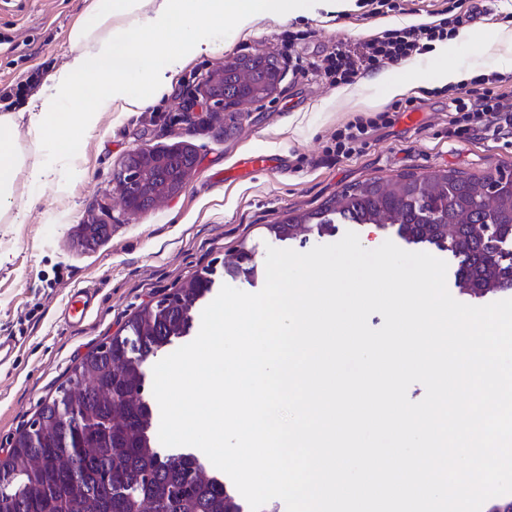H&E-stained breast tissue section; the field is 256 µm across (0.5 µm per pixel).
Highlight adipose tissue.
I'll use <instances>...</instances> for the list:
<instances>
[{
    "instance_id": "adipose-tissue-1",
    "label": "adipose tissue",
    "mask_w": 512,
    "mask_h": 512,
    "mask_svg": "<svg viewBox=\"0 0 512 512\" xmlns=\"http://www.w3.org/2000/svg\"><path fill=\"white\" fill-rule=\"evenodd\" d=\"M307 0H85L69 35L66 62L37 98L18 112L0 113V223L26 218L14 206L18 174L42 191L58 188L39 149L63 146L71 126L93 130L102 113L124 102L144 108L158 100L174 73L208 52L209 30L232 23L245 29L265 19L303 14ZM80 99L82 111H66Z\"/></svg>"
}]
</instances>
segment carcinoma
Segmentation results:
<instances>
[{"mask_svg": "<svg viewBox=\"0 0 512 512\" xmlns=\"http://www.w3.org/2000/svg\"><path fill=\"white\" fill-rule=\"evenodd\" d=\"M335 220L396 225L406 243L449 253L455 284L477 301L512 287L511 173L372 178L336 193L318 211L267 229L294 240L334 230ZM246 260L238 250L224 261V274L254 275L256 265L242 266ZM211 288L209 271L195 275L73 368L0 463L3 512H226L231 484L207 475L192 453L170 467L154 450L152 411L140 394L144 360L189 331L192 303ZM63 410L76 428L60 420Z\"/></svg>", "mask_w": 512, "mask_h": 512, "instance_id": "1", "label": "carcinoma"}]
</instances>
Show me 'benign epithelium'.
<instances>
[{
    "label": "benign epithelium",
    "instance_id": "1",
    "mask_svg": "<svg viewBox=\"0 0 512 512\" xmlns=\"http://www.w3.org/2000/svg\"><path fill=\"white\" fill-rule=\"evenodd\" d=\"M250 66L244 59L230 60L224 67L208 75L201 87V96L210 106L237 109L241 116L251 108L281 91L283 72L245 83L242 71ZM179 148L141 146L131 150L125 158L122 176L115 179L123 210L138 215L165 203L180 193L189 180L192 167L177 163L174 157Z\"/></svg>",
    "mask_w": 512,
    "mask_h": 512
}]
</instances>
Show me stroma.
Wrapping results in <instances>:
<instances>
[{
	"label": "stroma",
	"instance_id": "35a3bbf8",
	"mask_svg": "<svg viewBox=\"0 0 512 512\" xmlns=\"http://www.w3.org/2000/svg\"><path fill=\"white\" fill-rule=\"evenodd\" d=\"M482 6V23L470 28V42L456 47L453 61L468 79L511 75L506 62L512 47L499 33L512 29V0H483ZM80 8L81 0H0V85H22L31 70L47 77L62 66ZM368 11V0H351L343 12L315 10L285 22L263 19L245 30L229 23L213 29L211 51L188 61L153 105L131 111L113 106L96 129L75 132L66 154L43 147L42 158L56 169L62 192L36 198L25 178H18L15 203L27 208L26 220L0 223V334L17 338L14 357L0 365V461L74 366L121 333L144 306L205 267L217 285L254 292L245 279L225 280L224 256L244 246L264 267L267 249L276 243L268 225L315 211L345 187L371 178L447 170L479 178L500 168L512 171V137L449 140L448 97L431 51L388 68L394 79L413 85L418 121L396 118L372 129L361 153L327 161L325 150L337 130L392 105L385 87L371 77L354 83L355 96L346 102L338 87L310 68L337 40L377 34ZM287 31L298 33V40L286 43ZM258 53L284 69L280 93L256 104L244 119L228 109L209 112L196 94L203 78L225 61ZM140 146L191 148L197 166L166 205L129 216L113 201L112 178ZM251 151L276 155L281 168L221 180L225 168ZM94 221L112 230L88 249L75 230ZM92 282L99 287L97 307L81 326L66 325L58 311L67 291Z\"/></svg>",
	"mask_w": 512,
	"mask_h": 512
}]
</instances>
